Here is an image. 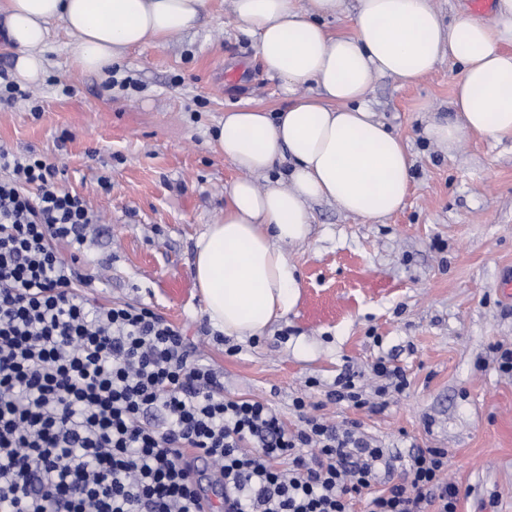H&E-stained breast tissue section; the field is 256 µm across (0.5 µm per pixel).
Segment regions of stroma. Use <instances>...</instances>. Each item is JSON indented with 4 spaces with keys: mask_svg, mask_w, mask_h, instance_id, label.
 Returning <instances> with one entry per match:
<instances>
[{
    "mask_svg": "<svg viewBox=\"0 0 512 512\" xmlns=\"http://www.w3.org/2000/svg\"><path fill=\"white\" fill-rule=\"evenodd\" d=\"M69 41L52 24L47 78L31 99L0 103V146L43 155L100 215L78 264L84 291L148 305L203 342L225 396L268 403L288 431L301 426L300 397L309 416L358 423L374 445L447 449L459 512H482L492 492L498 512H512V376L495 353L512 348V296L501 290L512 277V141L470 136L446 152L426 138L453 113L460 66L442 61L409 86L375 79L371 104L413 160L403 208L367 221L311 204L308 241L285 247L295 308L262 337L220 342L192 276L197 242L239 176L214 133L227 111L286 107L278 79L231 0H210L194 28L129 50L106 81L73 66ZM381 358L404 370L402 392L375 395ZM345 374L363 384L367 406L332 399Z\"/></svg>",
    "mask_w": 512,
    "mask_h": 512,
    "instance_id": "1",
    "label": "stroma"
}]
</instances>
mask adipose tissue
Here are the masks:
<instances>
[{
	"instance_id": "ef3b65f1",
	"label": "adipose tissue",
	"mask_w": 512,
	"mask_h": 512,
	"mask_svg": "<svg viewBox=\"0 0 512 512\" xmlns=\"http://www.w3.org/2000/svg\"><path fill=\"white\" fill-rule=\"evenodd\" d=\"M209 0H0V42L21 85L44 80L51 22L72 36L81 70L100 75L133 47L192 28ZM239 28L257 35L265 68L281 81L285 108L242 107L218 124L216 146L241 173L223 213L197 245L193 277L209 319L240 340L260 335L296 305L299 284L284 244L305 242L310 205L336 204L380 220L397 212L410 186V154L367 104L376 76L412 85L443 58L462 66L455 116L427 137L454 149L463 137L512 140V0L490 18L446 21L433 0H231ZM351 14L353 30L325 22ZM286 178L271 179L280 160ZM266 177L257 187L256 177Z\"/></svg>"
}]
</instances>
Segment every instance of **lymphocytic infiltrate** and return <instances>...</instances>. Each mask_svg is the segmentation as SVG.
Listing matches in <instances>:
<instances>
[{"label": "lymphocytic infiltrate", "mask_w": 512, "mask_h": 512, "mask_svg": "<svg viewBox=\"0 0 512 512\" xmlns=\"http://www.w3.org/2000/svg\"><path fill=\"white\" fill-rule=\"evenodd\" d=\"M58 174L0 147V512H203L207 464L231 512H352L394 473L370 512H458L447 450L413 449L395 470L357 426L305 416L299 400L287 432L268 404L226 398L153 309L75 288L98 218Z\"/></svg>", "instance_id": "1"}]
</instances>
